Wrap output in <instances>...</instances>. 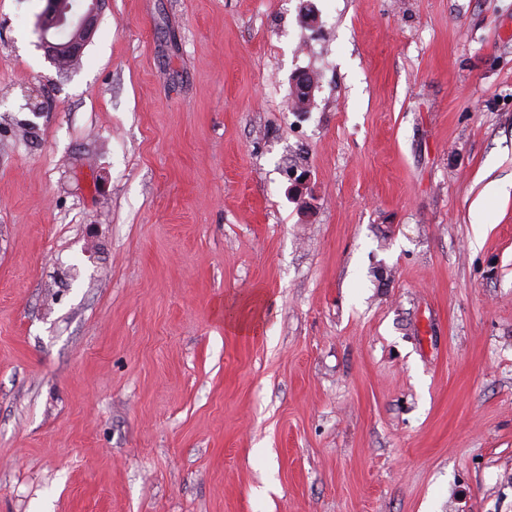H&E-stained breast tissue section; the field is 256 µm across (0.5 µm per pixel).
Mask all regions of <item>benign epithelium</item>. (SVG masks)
I'll return each mask as SVG.
<instances>
[{
    "mask_svg": "<svg viewBox=\"0 0 512 512\" xmlns=\"http://www.w3.org/2000/svg\"><path fill=\"white\" fill-rule=\"evenodd\" d=\"M103 3L104 0H46V8L37 28L41 47L56 68L62 70L65 59L82 55L97 28ZM314 86L315 81L307 73L292 78V105L295 111H308Z\"/></svg>",
    "mask_w": 512,
    "mask_h": 512,
    "instance_id": "1",
    "label": "benign epithelium"
}]
</instances>
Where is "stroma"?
<instances>
[{"label":"stroma","mask_w":512,"mask_h":512,"mask_svg":"<svg viewBox=\"0 0 512 512\" xmlns=\"http://www.w3.org/2000/svg\"><path fill=\"white\" fill-rule=\"evenodd\" d=\"M45 5L0 0V512H512V0H106L64 73ZM315 81L311 75L300 73L295 75L291 80V88L293 91L292 105L294 112H305L310 108Z\"/></svg>","instance_id":"35a3bbf8"}]
</instances>
